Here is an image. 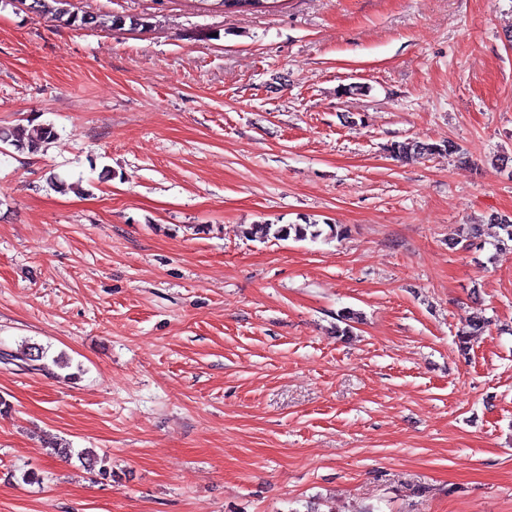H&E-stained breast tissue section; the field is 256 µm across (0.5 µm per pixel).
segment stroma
I'll list each match as a JSON object with an SVG mask.
<instances>
[{
	"label": "stroma",
	"instance_id": "obj_1",
	"mask_svg": "<svg viewBox=\"0 0 512 512\" xmlns=\"http://www.w3.org/2000/svg\"><path fill=\"white\" fill-rule=\"evenodd\" d=\"M67 7L126 23L0 0V353L65 363L0 360V512H512V0ZM32 9L38 12L50 13L55 20L62 22L65 25L72 27H91L99 26L101 22L98 21V17L94 15H83L78 17L77 15H71L65 12L60 7H55L49 4V0H32ZM67 16V17H66ZM64 17H66L64 19ZM54 137V128L44 124L32 128L17 125L0 131V142L13 147L18 152L37 153ZM387 149L392 156L396 158V160L404 162L425 160L442 152H447L448 155L459 152L458 146L450 141L443 142L442 144H436L415 139L403 142H394L390 144ZM245 234L252 239L268 240L293 238L296 241H317L324 234V229L316 222L304 221V224H251Z\"/></svg>",
	"mask_w": 512,
	"mask_h": 512
}]
</instances>
